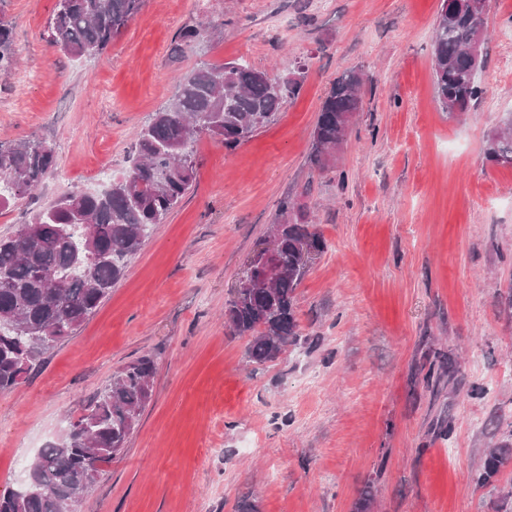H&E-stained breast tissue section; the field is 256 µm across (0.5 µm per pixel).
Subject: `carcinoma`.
Segmentation results:
<instances>
[{"instance_id": "obj_1", "label": "carcinoma", "mask_w": 512, "mask_h": 512, "mask_svg": "<svg viewBox=\"0 0 512 512\" xmlns=\"http://www.w3.org/2000/svg\"><path fill=\"white\" fill-rule=\"evenodd\" d=\"M142 4L57 0L46 38L73 58L99 55ZM477 38L468 0H451L448 10L439 11L432 36L433 76L445 112L456 103L469 106L485 92L484 58L475 62L468 53ZM11 42V29L0 23V74H9L13 65ZM368 80L349 70L333 82L313 132V164L325 166L330 152L344 143ZM300 85L299 75L272 78L247 63L193 69L138 133L129 169L108 189L71 193L0 240V390L17 385L42 354L72 336L118 283L153 227L181 202L197 177V135L208 133L225 147H235L270 123ZM488 157L498 165L512 163V122L491 137ZM55 166V151L44 142L0 141V207L31 194ZM274 225L272 265H256L258 281L224 306L225 322L249 338L248 357L259 364L298 340L296 290L307 273L300 263L302 248H323L304 215L286 203ZM153 374L149 357L113 374L62 438L40 449L29 465L28 481L0 491V512L75 508L95 479L88 467L112 461L126 447L150 401ZM508 455L505 446L489 450L472 481L493 483Z\"/></svg>"}]
</instances>
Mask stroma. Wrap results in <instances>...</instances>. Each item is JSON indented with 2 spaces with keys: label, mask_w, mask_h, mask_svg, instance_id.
<instances>
[{
  "label": "stroma",
  "mask_w": 512,
  "mask_h": 512,
  "mask_svg": "<svg viewBox=\"0 0 512 512\" xmlns=\"http://www.w3.org/2000/svg\"><path fill=\"white\" fill-rule=\"evenodd\" d=\"M57 0H0L24 99L0 76V141L51 145L55 170L0 210V239L72 191L124 173L137 133L202 62L242 60L301 88L228 149L201 134L198 171L108 297L29 377L0 390V490L120 368L155 364L124 451L78 512H500L512 466L479 487L485 449L512 446V168L486 158L512 112V0H492L487 91L449 116L431 41L441 0H144L101 54L44 35ZM200 32L192 46L179 33ZM369 74L341 149L310 161L343 71ZM325 247L297 290L303 339L257 364L224 306L281 202ZM451 421L449 436L439 435Z\"/></svg>",
  "instance_id": "1"
}]
</instances>
